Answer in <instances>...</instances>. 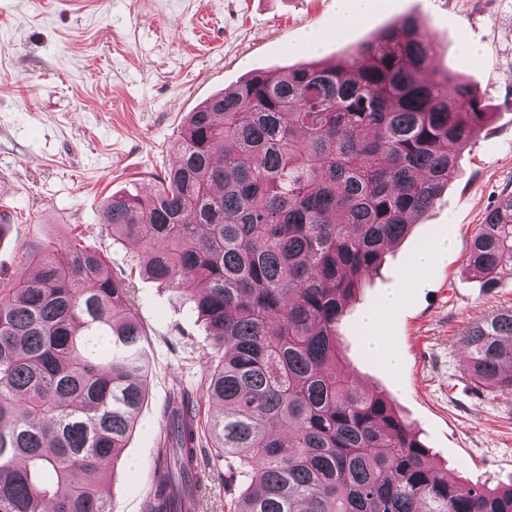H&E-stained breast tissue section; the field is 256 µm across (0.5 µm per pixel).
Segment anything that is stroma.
<instances>
[{"mask_svg":"<svg viewBox=\"0 0 512 512\" xmlns=\"http://www.w3.org/2000/svg\"><path fill=\"white\" fill-rule=\"evenodd\" d=\"M412 15L437 44L439 69L460 72L489 121L462 154L448 187L400 244L366 274L338 327L357 381L387 397L438 468L461 485L512 486V394L463 403L457 346L471 324L512 307V279L484 287L470 272L472 239L499 195L512 191V0H372L356 26L336 30V0H0V276L28 273L25 253L83 243L132 281L150 359L137 427L107 484L109 512H143L162 410L185 388L200 426L217 412L202 381L214 351L180 293L142 275L132 247L101 224L115 193L148 191L164 175L184 119L259 71L338 59ZM321 50L299 46L305 30ZM448 257L402 280L422 247ZM398 304L378 329L385 356L367 354L362 325L384 296Z\"/></svg>","mask_w":512,"mask_h":512,"instance_id":"stroma-1","label":"stroma"}]
</instances>
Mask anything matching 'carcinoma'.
<instances>
[{
    "instance_id": "obj_1",
    "label": "carcinoma",
    "mask_w": 512,
    "mask_h": 512,
    "mask_svg": "<svg viewBox=\"0 0 512 512\" xmlns=\"http://www.w3.org/2000/svg\"><path fill=\"white\" fill-rule=\"evenodd\" d=\"M433 41L404 17L347 56L259 72L189 113L175 162L146 195L113 194L112 240L140 272L181 291L218 361L219 407L200 432L171 392L144 512H185L206 441L230 512H512V487L466 489L413 428L340 365L338 326L363 276L448 186L488 113L462 76L432 67ZM0 276V512H109L117 461L150 362L135 291L74 235ZM469 269L512 277V192L471 244ZM482 389L512 393V309L458 339Z\"/></svg>"
}]
</instances>
